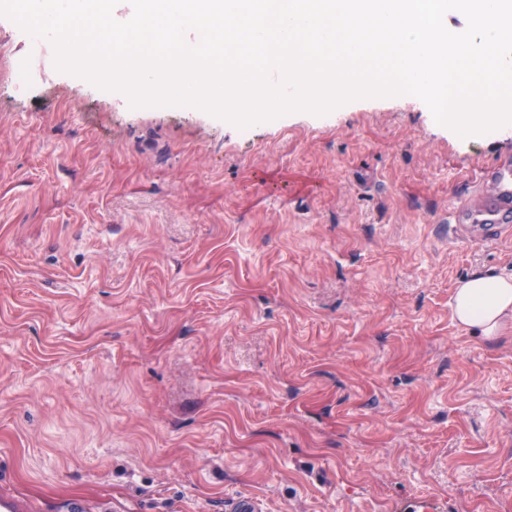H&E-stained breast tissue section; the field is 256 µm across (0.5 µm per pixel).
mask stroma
I'll return each instance as SVG.
<instances>
[{
    "label": "stroma",
    "mask_w": 512,
    "mask_h": 512,
    "mask_svg": "<svg viewBox=\"0 0 512 512\" xmlns=\"http://www.w3.org/2000/svg\"><path fill=\"white\" fill-rule=\"evenodd\" d=\"M29 79L15 89V69ZM512 131L412 95L128 109L0 16V492L64 512H512V323L448 221ZM453 314L458 323L474 328L485 340L497 338L512 321V276L472 273L457 285Z\"/></svg>",
    "instance_id": "obj_1"
}]
</instances>
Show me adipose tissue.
Masks as SVG:
<instances>
[{"label":"adipose tissue","instance_id":"adipose-tissue-1","mask_svg":"<svg viewBox=\"0 0 512 512\" xmlns=\"http://www.w3.org/2000/svg\"><path fill=\"white\" fill-rule=\"evenodd\" d=\"M456 321L487 340L512 322V276L478 271L462 280L454 294Z\"/></svg>","mask_w":512,"mask_h":512}]
</instances>
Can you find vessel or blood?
Segmentation results:
<instances>
[{
	"label": "vessel or blood",
	"mask_w": 512,
	"mask_h": 512,
	"mask_svg": "<svg viewBox=\"0 0 512 512\" xmlns=\"http://www.w3.org/2000/svg\"><path fill=\"white\" fill-rule=\"evenodd\" d=\"M489 194L484 203L459 204L453 212L456 228L479 227L486 236L497 238L512 228V159L498 160L480 181Z\"/></svg>",
	"instance_id": "b4317fda"
}]
</instances>
